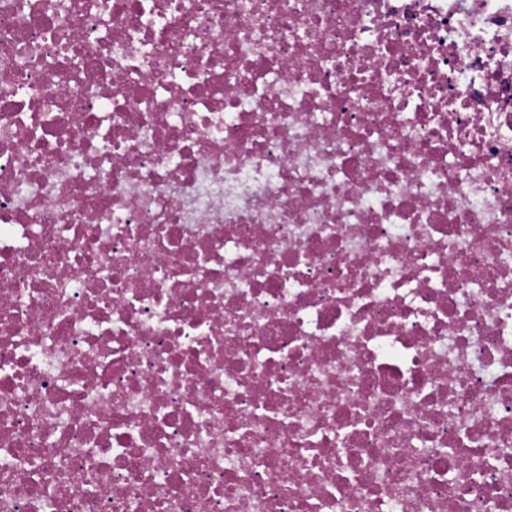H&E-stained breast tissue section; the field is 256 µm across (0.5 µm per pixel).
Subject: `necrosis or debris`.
<instances>
[{
	"instance_id": "4bbe7bcc",
	"label": "necrosis or debris",
	"mask_w": 512,
	"mask_h": 512,
	"mask_svg": "<svg viewBox=\"0 0 512 512\" xmlns=\"http://www.w3.org/2000/svg\"><path fill=\"white\" fill-rule=\"evenodd\" d=\"M0 0V512H512V0Z\"/></svg>"
}]
</instances>
